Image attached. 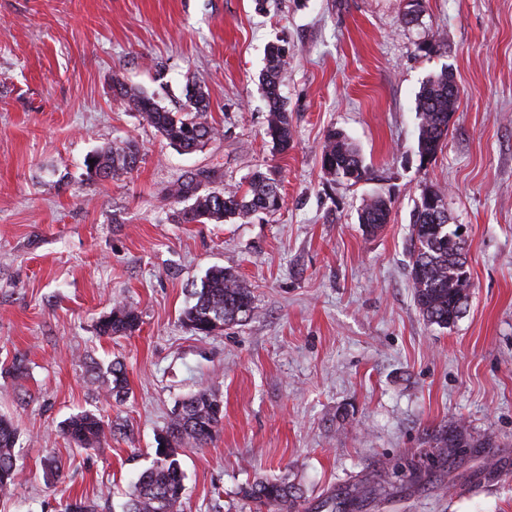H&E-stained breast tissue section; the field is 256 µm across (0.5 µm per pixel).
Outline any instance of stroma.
<instances>
[{
	"label": "stroma",
	"instance_id": "obj_1",
	"mask_svg": "<svg viewBox=\"0 0 512 512\" xmlns=\"http://www.w3.org/2000/svg\"><path fill=\"white\" fill-rule=\"evenodd\" d=\"M0 0V416L14 423L21 481L0 512H123L175 406L200 388L224 418L185 449L183 512H255L241 487L288 477L299 512H512V0ZM292 56L281 93L294 143L275 153L259 75L269 42ZM430 40L432 53L419 52ZM163 70H156V62ZM451 68L460 99L446 145L418 153L415 98ZM170 109L186 81L208 95L218 136L184 153L112 101L115 81ZM359 149L368 174L321 170L329 130ZM132 138L133 171L82 179L85 158ZM206 168L215 188L257 169L281 209L245 220L177 224L169 186ZM440 190L468 233L473 288L447 328L421 316L407 238L424 187ZM390 221L366 235L374 194ZM234 271L255 315L211 336L182 322L208 271ZM136 331L106 338L115 303ZM121 361L125 401L107 399L93 362ZM23 374H15L14 364ZM124 425L95 451L62 435L73 414ZM463 422L475 447L446 457L431 434ZM63 466L46 488L43 461ZM413 462L434 483H407ZM140 322L136 308L119 303L112 307L108 316L102 318L97 325L98 336L112 337L134 332Z\"/></svg>",
	"mask_w": 512,
	"mask_h": 512
}]
</instances>
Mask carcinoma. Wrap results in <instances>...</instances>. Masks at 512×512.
Returning a JSON list of instances; mask_svg holds the SVG:
<instances>
[{"mask_svg":"<svg viewBox=\"0 0 512 512\" xmlns=\"http://www.w3.org/2000/svg\"><path fill=\"white\" fill-rule=\"evenodd\" d=\"M290 48L278 42L268 46L266 64L260 75L268 103L266 134L273 149L283 154L293 143V126L284 105L280 87L288 65ZM113 101L120 107L139 113L160 136L177 149L191 153L216 137L218 129L208 120L209 102L201 86L188 82L184 87L185 107L172 111L162 106L154 95L132 88L123 82L112 87ZM459 87L451 71L444 69L423 82L415 98L420 117L419 153L429 160L442 151L448 136L449 118L456 112ZM85 163V180L105 182L134 170L140 162L136 141L125 139L89 155ZM320 165L331 180L343 178L359 182L366 178L368 167L355 145L341 132L325 136ZM210 172L196 170L182 175L173 183L169 194L177 203L189 205L173 212L177 224L221 222L244 219L255 213L274 214L281 208L279 184L261 171L254 172L246 189L205 188ZM390 200L377 194L366 201L359 213L364 232L374 234L388 223ZM408 253L414 299L423 319L440 328L455 323L468 304L469 279L463 278L466 246L451 244L448 236L455 228L448 223L444 195L432 187L425 188L411 218ZM194 303L182 312L183 322L197 335L209 336L215 324L224 327L244 322L255 312L253 292L239 276L222 267L212 268L193 292ZM140 322L136 308L127 304L112 307L97 325V334L112 337L134 332ZM91 370L103 373L107 395L122 402L128 394L124 364L111 361L103 368L98 363ZM223 418L222 401L208 389H201L183 400L166 427V445L155 448L151 467L144 470L133 486L124 512H180L185 495V474L180 452L186 447L202 448L219 430ZM121 432L117 423H108L91 411L71 417L63 428L68 441L77 448L90 450ZM433 438L438 448L452 455L458 448H469L466 428L438 429ZM18 435L12 423L0 418V495H9L19 482L16 466ZM243 498L256 509L274 506L278 512H296L302 499L300 488L284 479L258 481L241 488Z\"/></svg>","mask_w":512,"mask_h":512,"instance_id":"cac0c4a2","label":"carcinoma"}]
</instances>
